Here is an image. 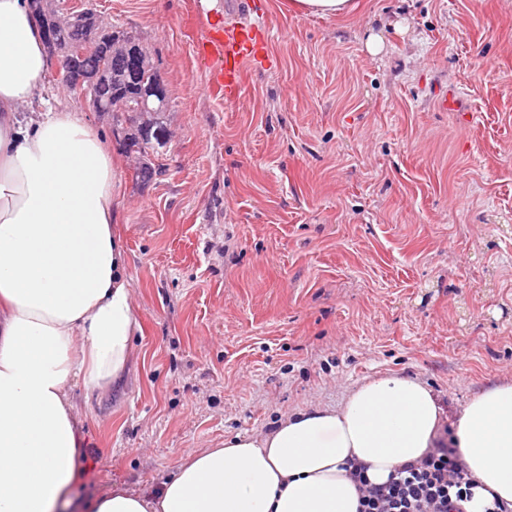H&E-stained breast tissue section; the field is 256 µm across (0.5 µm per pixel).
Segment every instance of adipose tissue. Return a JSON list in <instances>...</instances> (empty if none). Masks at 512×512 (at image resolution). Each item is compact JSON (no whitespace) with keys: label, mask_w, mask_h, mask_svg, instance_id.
<instances>
[{"label":"adipose tissue","mask_w":512,"mask_h":512,"mask_svg":"<svg viewBox=\"0 0 512 512\" xmlns=\"http://www.w3.org/2000/svg\"><path fill=\"white\" fill-rule=\"evenodd\" d=\"M46 56L29 0H0V512H76L86 446L74 383L124 378L140 331L119 232L117 167L97 130L66 110L21 119ZM446 409L399 373L356 384L336 407L282 416L192 454L155 493L115 488L90 512H358L345 467L371 482L443 438ZM453 443L475 482L471 512L512 507V381L457 414Z\"/></svg>","instance_id":"adipose-tissue-1"}]
</instances>
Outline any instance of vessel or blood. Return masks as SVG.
Returning a JSON list of instances; mask_svg holds the SVG:
<instances>
[{"label": "vessel or blood", "mask_w": 512, "mask_h": 512, "mask_svg": "<svg viewBox=\"0 0 512 512\" xmlns=\"http://www.w3.org/2000/svg\"><path fill=\"white\" fill-rule=\"evenodd\" d=\"M205 26L207 38L203 51L218 61L212 83L222 89L225 96L237 97L241 88V67L261 50L263 33L255 24L230 22L219 15L207 18Z\"/></svg>", "instance_id": "b4317fda"}]
</instances>
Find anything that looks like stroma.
Instances as JSON below:
<instances>
[{
	"instance_id": "stroma-1",
	"label": "stroma",
	"mask_w": 512,
	"mask_h": 512,
	"mask_svg": "<svg viewBox=\"0 0 512 512\" xmlns=\"http://www.w3.org/2000/svg\"><path fill=\"white\" fill-rule=\"evenodd\" d=\"M249 2L267 42L229 100L199 50L225 0H92L166 84L145 157L48 67L46 100L116 161L143 327L119 388H74L78 499L157 491L189 453L379 374L422 379L452 417L512 381V0ZM354 0H291L290 7L298 14L342 18L355 8Z\"/></svg>"
}]
</instances>
